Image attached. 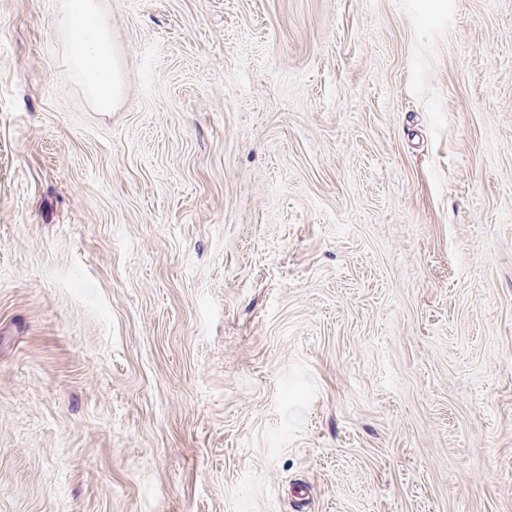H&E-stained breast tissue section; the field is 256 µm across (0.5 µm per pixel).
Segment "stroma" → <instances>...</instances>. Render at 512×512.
Here are the masks:
<instances>
[{"label": "stroma", "instance_id": "35a3bbf8", "mask_svg": "<svg viewBox=\"0 0 512 512\" xmlns=\"http://www.w3.org/2000/svg\"><path fill=\"white\" fill-rule=\"evenodd\" d=\"M0 0V512H512V0ZM62 24L69 36L68 65L83 72L96 108L111 111L121 84L113 65L111 31L96 0H68Z\"/></svg>", "mask_w": 512, "mask_h": 512}]
</instances>
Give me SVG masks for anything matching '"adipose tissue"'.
<instances>
[{"label":"adipose tissue","instance_id":"ef3b65f1","mask_svg":"<svg viewBox=\"0 0 512 512\" xmlns=\"http://www.w3.org/2000/svg\"><path fill=\"white\" fill-rule=\"evenodd\" d=\"M62 24L69 36L67 63L80 70L99 111H111L120 93L113 65L112 35L96 0H67Z\"/></svg>","mask_w":512,"mask_h":512}]
</instances>
